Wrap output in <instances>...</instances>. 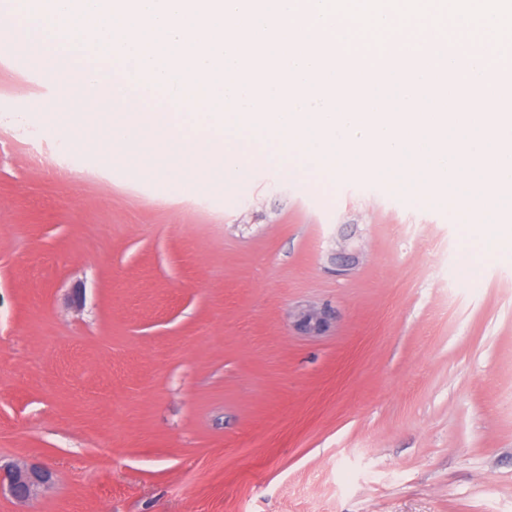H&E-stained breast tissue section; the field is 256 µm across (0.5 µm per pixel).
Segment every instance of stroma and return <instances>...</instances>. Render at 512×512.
I'll return each mask as SVG.
<instances>
[{"mask_svg":"<svg viewBox=\"0 0 512 512\" xmlns=\"http://www.w3.org/2000/svg\"><path fill=\"white\" fill-rule=\"evenodd\" d=\"M10 40L0 464L54 483L0 512H512V258L386 181L155 178ZM101 114V112H97L96 102L82 98L72 114V119L74 125L95 128L99 124ZM345 228H342L334 238V248L330 256L332 265L339 273L353 269L359 262V253L352 245L354 234ZM332 317L333 312L326 307L308 306L299 312L298 326L308 334L318 335L328 327Z\"/></svg>","mask_w":512,"mask_h":512,"instance_id":"1","label":"stroma"}]
</instances>
